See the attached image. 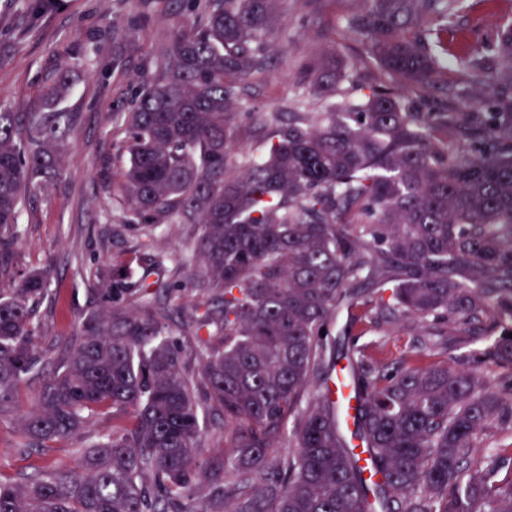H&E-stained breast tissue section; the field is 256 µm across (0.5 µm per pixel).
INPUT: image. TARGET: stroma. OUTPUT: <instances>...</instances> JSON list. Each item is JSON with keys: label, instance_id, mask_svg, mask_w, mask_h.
<instances>
[{"label": "stroma", "instance_id": "35a3bbf8", "mask_svg": "<svg viewBox=\"0 0 512 512\" xmlns=\"http://www.w3.org/2000/svg\"><path fill=\"white\" fill-rule=\"evenodd\" d=\"M457 20L453 50L482 57L497 25L512 18V0H467ZM362 0H280L274 27L272 66L242 85L240 105L246 112H278L296 95L306 63L322 52L337 67L352 65L360 86L379 78L361 44L345 29L348 16L363 12ZM188 0H61L58 10L36 17L21 10L18 0H0V103L15 112H35L42 88L72 47L86 48L82 71L64 103L76 119L62 146V165L55 185L27 202L19 219L14 252L15 275L0 278V289L18 287L24 274L49 270L48 291L35 304L38 349L59 353L79 334L80 323L98 309L97 273L123 263H139L137 233L116 199L126 158L118 154L121 132L111 115L127 110L139 76L153 72L178 20L188 16ZM134 23L133 35L117 37L113 25ZM187 224H170L156 235L146 256L163 258L167 287L162 299L173 317L205 306L210 295L190 284L194 268L184 240ZM366 344L373 360H404L418 366L428 357L416 352V331L405 322L384 330L355 326L337 333L341 349L352 336ZM40 380L24 383L11 411L0 415V476L14 478L43 465H77V448L111 432V414L88 418L78 436L37 449L19 445L18 419L33 403Z\"/></svg>", "mask_w": 512, "mask_h": 512}]
</instances>
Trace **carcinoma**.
Returning <instances> with one entry per match:
<instances>
[{
  "mask_svg": "<svg viewBox=\"0 0 512 512\" xmlns=\"http://www.w3.org/2000/svg\"><path fill=\"white\" fill-rule=\"evenodd\" d=\"M131 107L112 115L128 157L120 201L138 248L163 224H191L192 282L219 305L195 307L197 371L161 323L156 259L138 278L118 265L80 338L55 359L35 347L28 274L0 290V414L31 375L51 369L19 424L23 448L77 435L104 409L129 420L78 449L79 465L0 480V512H512V19L492 54L455 55L482 78L456 111L426 105L444 74L466 0H365L346 20L381 73L369 93L319 54L282 112H247L259 135L237 142L242 81L269 64L277 0H193ZM80 51L42 90L37 112L0 104V277L26 200L61 164L75 114L61 108ZM347 331L399 317L419 351L483 346L426 366L365 364L336 353ZM346 359L354 413L331 391ZM224 413L232 451L203 459V414ZM288 440V453L276 442ZM368 452L360 465L353 441Z\"/></svg>",
  "mask_w": 512,
  "mask_h": 512,
  "instance_id": "1",
  "label": "carcinoma"
}]
</instances>
